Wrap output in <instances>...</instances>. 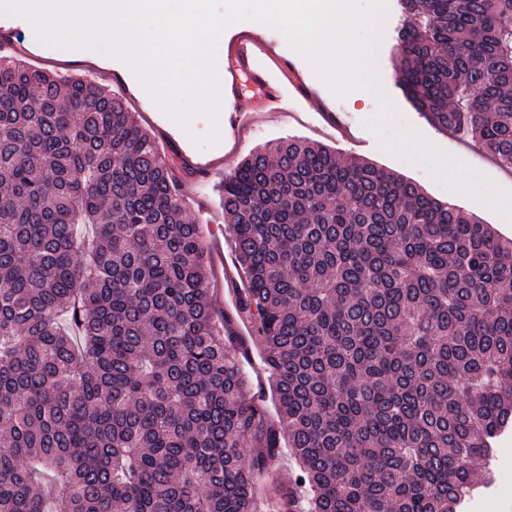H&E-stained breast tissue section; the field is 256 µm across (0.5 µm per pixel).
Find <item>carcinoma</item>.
<instances>
[{"label": "carcinoma", "instance_id": "cac0c4a2", "mask_svg": "<svg viewBox=\"0 0 512 512\" xmlns=\"http://www.w3.org/2000/svg\"><path fill=\"white\" fill-rule=\"evenodd\" d=\"M399 2L397 85L512 170V0ZM219 196L275 423L174 158L111 89L0 58V512H462L512 428V238L296 137ZM249 344L248 361L245 362V369L248 376L251 392L255 395H265L266 405L271 419L276 420V410L271 400L269 374L263 364V354L257 342L247 333L243 336Z\"/></svg>", "mask_w": 512, "mask_h": 512}]
</instances>
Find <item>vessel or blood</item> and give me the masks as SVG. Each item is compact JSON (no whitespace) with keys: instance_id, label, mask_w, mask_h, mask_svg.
Returning <instances> with one entry per match:
<instances>
[{"instance_id":"vessel-or-blood-1","label":"vessel or blood","mask_w":512,"mask_h":512,"mask_svg":"<svg viewBox=\"0 0 512 512\" xmlns=\"http://www.w3.org/2000/svg\"><path fill=\"white\" fill-rule=\"evenodd\" d=\"M16 15L0 16V52L18 50L13 34L19 29ZM248 79L262 98L263 107L244 102L241 79ZM311 90L302 70L276 54L270 42L241 30L227 38L224 65V123L234 131L249 126L259 111L292 112L308 103Z\"/></svg>"}]
</instances>
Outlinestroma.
<instances>
[{
	"label": "stroma",
	"instance_id": "1",
	"mask_svg": "<svg viewBox=\"0 0 512 512\" xmlns=\"http://www.w3.org/2000/svg\"><path fill=\"white\" fill-rule=\"evenodd\" d=\"M394 2L384 0L383 16L377 28L369 32L372 51L361 67L362 76L373 77L378 96L367 99L360 86L344 96H330L325 108L335 113V123H327L320 114L321 107L311 102L301 112L261 113L246 129L232 136L221 135L217 144L202 148L196 140L211 129L207 117L196 116L189 127H181L160 112L148 95L135 96L132 108L166 153L184 150L205 161L222 156L234 165L255 148L297 135L411 180L433 197L454 203L511 238L512 171L481 156L479 148L465 136L429 123L395 82L399 15ZM219 183L216 176L189 180L183 208L200 224L205 240L217 237L224 244L223 264L211 268V302L218 310L233 315L245 283L236 270L235 250L218 195Z\"/></svg>",
	"mask_w": 512,
	"mask_h": 512
}]
</instances>
